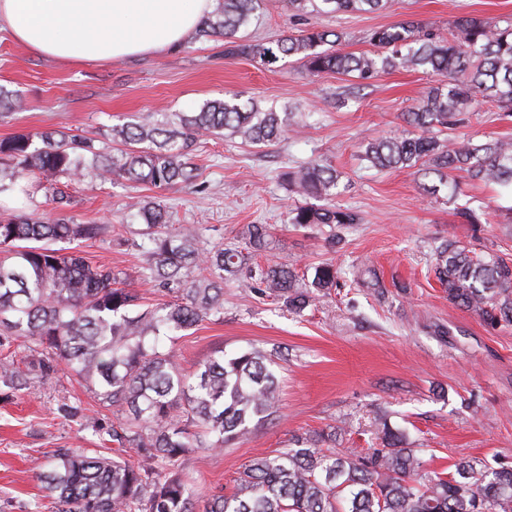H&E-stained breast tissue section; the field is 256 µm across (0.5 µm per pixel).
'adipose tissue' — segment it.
Listing matches in <instances>:
<instances>
[{
	"label": "adipose tissue",
	"mask_w": 512,
	"mask_h": 512,
	"mask_svg": "<svg viewBox=\"0 0 512 512\" xmlns=\"http://www.w3.org/2000/svg\"><path fill=\"white\" fill-rule=\"evenodd\" d=\"M212 0H0V31L72 64L112 62L178 46Z\"/></svg>",
	"instance_id": "adipose-tissue-1"
}]
</instances>
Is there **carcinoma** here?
Listing matches in <instances>:
<instances>
[{
	"label": "carcinoma",
	"instance_id": "1",
	"mask_svg": "<svg viewBox=\"0 0 512 512\" xmlns=\"http://www.w3.org/2000/svg\"><path fill=\"white\" fill-rule=\"evenodd\" d=\"M387 0H289L300 14L372 12ZM263 0H214L212 11L189 32L187 43L224 38L226 51L265 66L295 58L313 76L336 72L369 80L381 72L420 68L440 77L423 99L403 114L402 134L367 140L364 159L374 168L412 169L438 181L463 173L473 181L512 186V141L475 143L443 131L461 121L478 99L498 104L512 118V21L472 16L455 22L446 37L414 21L372 30L374 52L345 53L342 36L311 28L270 42L244 39ZM308 115H288L214 99L196 112L140 114L110 135L118 147H96L97 139L57 131L0 139V192H44L56 209L71 206L57 187L64 179L126 180L159 190L191 185L196 169L187 162L203 136H224L259 145L298 127ZM305 199L333 196L336 169L311 162L286 176ZM145 224L131 246L148 260L149 278L172 300L146 306L132 288H117L119 274L89 265L74 244L99 236L101 224L71 217L50 221L31 213L0 220V395L11 398L30 386L12 348L32 345V371L44 382L66 374L85 384L106 408L129 412L116 425L95 423L111 438L112 455L91 456L61 449L39 474L52 512H512V465L489 468L461 458L449 472L424 467L420 449L387 417L375 418L378 446L338 448L332 435L295 436L289 447L254 458L227 495L215 490L200 500L183 477L181 462L196 450L216 451L245 438L251 425L277 415L279 381L273 348L252 347L232 358L220 355L183 374L171 339L200 322L224 317V274L246 271L257 288L304 311L316 296L338 285L331 262L314 268L304 283L277 264L247 265L233 248H199V228L169 223L159 197L130 205ZM358 214L336 205L308 203L291 209L290 222L356 224ZM266 224L247 225L252 254L269 247ZM433 273L448 301L491 327L512 325V263L487 253L474 257L455 240L436 252Z\"/></svg>",
	"mask_w": 512,
	"mask_h": 512
}]
</instances>
